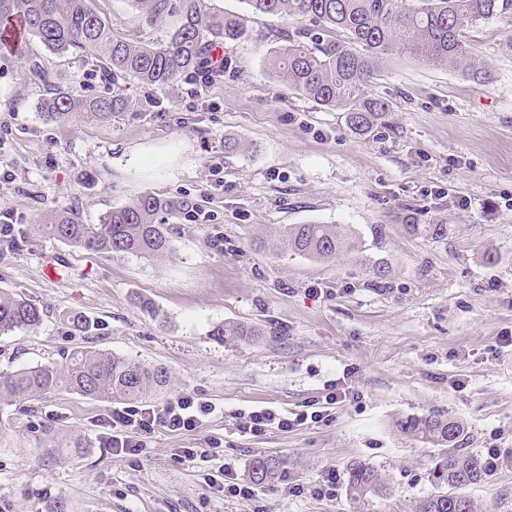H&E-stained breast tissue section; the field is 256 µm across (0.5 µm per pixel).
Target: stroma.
I'll return each instance as SVG.
<instances>
[{"label": "stroma", "instance_id": "1", "mask_svg": "<svg viewBox=\"0 0 512 512\" xmlns=\"http://www.w3.org/2000/svg\"><path fill=\"white\" fill-rule=\"evenodd\" d=\"M112 31L135 42L165 41L174 18L149 25L130 0H93ZM204 9L244 14L249 35L224 46V74L191 97L105 80L80 57L50 55L29 38L23 57L0 51V206L25 238L0 246V290L42 307V326L0 335V372L64 363L84 347L164 366L160 405L190 393L216 405L197 430H157L141 455L106 444L113 404L66 387L0 409V512H354L346 467L374 465L390 494L365 512H411L434 492L443 448L404 433L429 414L464 427L461 445L497 449V469L466 493L476 512H512V9L467 30L464 48L491 68L476 83L444 67L405 59L371 81L390 110L365 135L343 112L288 90L270 53L297 25L252 14L243 0H202ZM41 63L75 94H121L129 105L106 122L45 121L46 88L28 68ZM241 143L224 149L225 139ZM180 202L166 258L90 253L34 232L63 210L99 223L144 193ZM444 222L445 239L408 233L401 218ZM343 224L358 251L314 260L260 250L289 224ZM496 264L484 261L487 253ZM386 261L391 273L373 278ZM58 280H48L47 264ZM323 295H316V288ZM155 303L157 316L133 306ZM95 324L82 335L64 314ZM244 323L257 340L217 341V323ZM345 400L330 405L332 392ZM315 404L328 418L289 430L242 434L237 415L266 407L298 413ZM213 442L238 482L259 455L283 465L244 501L218 492L204 469L178 456ZM336 475V493L316 485Z\"/></svg>", "mask_w": 512, "mask_h": 512}]
</instances>
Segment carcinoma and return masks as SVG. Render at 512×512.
Masks as SVG:
<instances>
[{
    "mask_svg": "<svg viewBox=\"0 0 512 512\" xmlns=\"http://www.w3.org/2000/svg\"><path fill=\"white\" fill-rule=\"evenodd\" d=\"M92 0H0V50L24 57L26 37L37 38L53 56L89 54L87 63L103 75L133 77L140 83L170 87L192 74L216 48L244 39V16L220 11L205 13L199 0H131L144 21L153 25L176 13L177 25L158 44L132 42L112 32ZM254 13L280 16L302 24L288 45L271 57L272 72L295 93L318 105L346 113V123L358 135L371 131L388 105L372 97L371 80L395 59L409 58L435 67H446L464 78L486 83L488 65L463 51L465 30L512 9V0H243ZM48 88L41 101L47 121L64 122L76 115L107 121L127 105L124 97H79L53 84L51 75L39 71ZM178 204L152 193L114 207L98 224H81L70 213L54 214L41 231L58 241L95 254L163 257L174 251L165 224L156 222L161 212ZM408 230L435 241L448 235L444 223L407 224ZM359 243L341 224H292L283 229L274 251H287L314 259H333ZM44 311L19 294L0 291V334L33 330L43 322ZM263 335L244 324L220 323L211 336L218 341L232 336L249 342ZM168 383L165 367L130 361L108 351L87 347L75 350L65 364L0 372V406L47 394L63 385L93 399L135 401ZM409 434L448 448L433 472L448 490H437L422 499L414 512H474L473 501L459 490L480 483L487 472L485 460L456 447L464 433L450 417L430 415L405 422ZM281 461L254 458L249 480L262 485L274 478ZM350 499L366 505L387 494L376 467L352 463L348 470Z\"/></svg>",
    "mask_w": 512,
    "mask_h": 512,
    "instance_id": "carcinoma-1",
    "label": "carcinoma"
}]
</instances>
